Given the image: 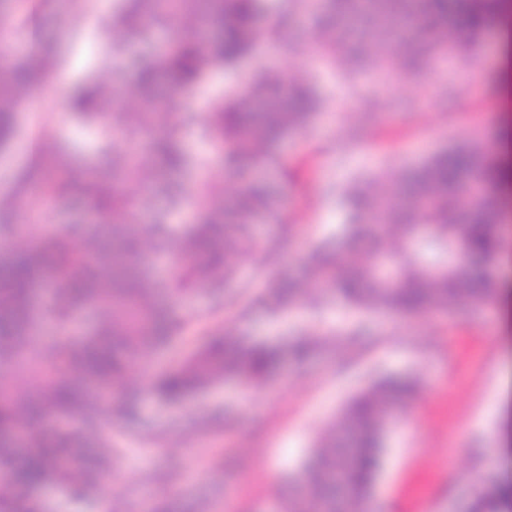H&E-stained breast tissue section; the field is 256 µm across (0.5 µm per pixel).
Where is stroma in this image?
Masks as SVG:
<instances>
[{"instance_id": "obj_1", "label": "stroma", "mask_w": 512, "mask_h": 512, "mask_svg": "<svg viewBox=\"0 0 512 512\" xmlns=\"http://www.w3.org/2000/svg\"><path fill=\"white\" fill-rule=\"evenodd\" d=\"M27 8L58 66L37 80L36 99L49 103L50 111L21 109L17 138L0 149V197L17 195L33 173L42 129L67 158L105 166L112 153L94 128L73 115L71 88L102 66L117 65L129 75L137 58L158 54L178 37L159 27L147 40L113 41L120 0H84L78 21L72 0H27ZM319 39L314 18L286 23L275 51L256 45L251 60L214 72L180 97L181 109L201 114L211 101L243 84L254 62L279 67L304 62L327 109L280 143L287 169L251 171L282 198L279 224L255 227L258 236L278 237L276 261L261 270L243 262L239 280L222 297L202 291L187 304L172 305L173 315L188 319L190 328L135 366L128 387L137 393L140 424L152 426L157 438L144 439L140 425H112L116 452L105 488L77 497L46 482L33 492L44 512H279L297 491L289 477L300 473L346 402L385 375L416 376L419 388L411 408L397 412L385 431L369 496L385 501L382 512H463L472 476L498 472L499 408L504 378L512 372V322L499 326L495 307L460 306L416 323L357 311L338 297L324 307L302 304L285 315L259 306L244 314L236 305L245 283L260 288L271 276L303 279L312 249L340 247L346 224L342 192L354 174L386 164L398 170L420 166L460 136L478 140L477 167L505 175L497 191L496 222L505 244L512 245V65L503 64L499 49H481L470 70L450 54L427 66L421 82L396 76L383 83L367 71L347 78L312 58ZM475 73L481 76L477 87L471 82ZM433 85L444 90L442 103L431 101ZM376 93L394 105L371 119L362 102ZM183 140L221 171L224 193L232 195L240 180L225 171L202 126L185 128ZM96 218L95 205L77 196L68 208L42 216L16 207L9 221L24 235L36 225L48 229ZM214 331L281 344L313 336L320 344L304 362L286 357L262 386L222 381L180 403L159 400L149 387L153 376L182 363Z\"/></svg>"}]
</instances>
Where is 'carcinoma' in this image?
<instances>
[{"mask_svg": "<svg viewBox=\"0 0 512 512\" xmlns=\"http://www.w3.org/2000/svg\"><path fill=\"white\" fill-rule=\"evenodd\" d=\"M113 37H147L160 21H188L198 31L216 29L212 37L191 35L157 58L135 64L125 83L131 105L114 110L116 78L96 71L78 86L71 107L99 127L109 139L139 145L133 153L112 154L107 173L73 166L59 150L45 144L39 151L38 175L24 180L23 197L65 203L79 190L94 200L100 224H61L46 235L31 233L27 247L0 260V364L23 365L30 390L24 394L0 383V512H42L31 491L56 481L74 491L96 485L112 462V436L105 423L122 422L130 409L104 396L127 380L130 364L165 345L180 323L160 307L159 299L183 300L202 288L219 293L238 274L242 255L261 262L278 252L277 242L251 232L256 221L276 220L278 191L260 178H245L236 195L224 198L216 179H200L195 224H170L167 213L140 224L139 200L119 184L135 180L157 188L178 210L185 197L183 177L198 169L200 159L183 145L179 126L195 117L183 112L179 121L156 131L160 110L172 109L155 94L161 77L183 94L192 92L215 70L236 66L258 40L276 43L278 23L267 19L265 0H124ZM503 0H321L322 50L346 71L359 68L364 54L387 73L415 79L426 60L448 52L442 28L452 22L455 47L465 65L488 36L486 20L502 13ZM365 38L385 41L389 52L371 55L364 42L356 52L345 49L355 28ZM26 61L0 67V146L17 135L16 109L31 94L35 72L48 71L54 60L32 43ZM322 108L314 87L298 74L259 70L232 95L214 102L205 113L207 133L224 144V166H286L275 153L278 144L304 130ZM474 142L459 138L431 155L411 175L389 177L388 193L373 179H358L344 194L356 214L348 221L346 245L369 244L367 256L343 264L321 247L310 256L308 285L273 279L266 292L245 294L243 308L259 302L274 311L308 301L319 305L324 291L339 294L350 306L385 309L426 321L449 312L459 302L473 307L497 304L493 267H474L464 256L495 261L503 240L492 212L497 197L468 200V180L486 186L495 177L475 164ZM178 241L175 273L152 275L142 254L144 243L155 251ZM52 288L49 316L55 333L47 351L31 334L36 297L44 283ZM90 306L96 314L92 335L75 341L63 335L73 312ZM284 349L273 343L249 347L233 339L215 338L175 370L153 379L152 391L163 401H178L216 382L259 383L274 371ZM417 391L413 378H381L346 403L343 414L314 452L302 490L282 512H361L370 494L383 435L395 412L408 406ZM52 416L72 418L71 428L48 432ZM95 442L94 455L75 452L85 440ZM468 512H512V476L474 479Z\"/></svg>", "mask_w": 512, "mask_h": 512, "instance_id": "carcinoma-1", "label": "carcinoma"}]
</instances>
